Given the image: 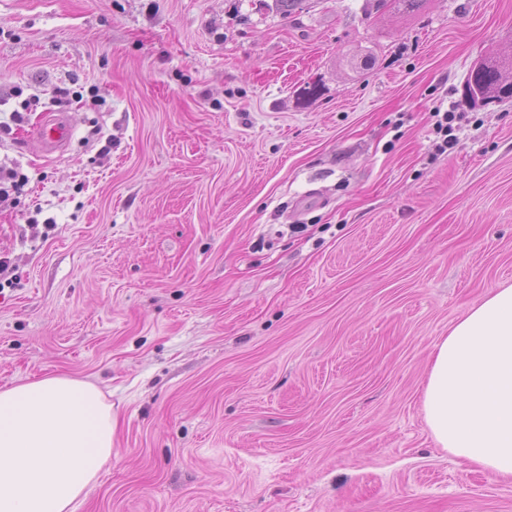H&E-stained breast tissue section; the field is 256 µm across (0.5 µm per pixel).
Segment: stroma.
<instances>
[{
    "instance_id": "stroma-1",
    "label": "stroma",
    "mask_w": 512,
    "mask_h": 512,
    "mask_svg": "<svg viewBox=\"0 0 512 512\" xmlns=\"http://www.w3.org/2000/svg\"><path fill=\"white\" fill-rule=\"evenodd\" d=\"M368 7L0 0V120L40 98L0 132L26 177L0 198V388L111 403L77 512H512L421 403L433 345L512 284V100L463 97L512 60V0ZM57 110L74 137L45 156ZM465 97L472 103L484 105L505 98H512V63L497 55H490L477 62L470 70ZM442 105L435 108L432 113V117L435 120V131L437 135H440V143L436 144L438 152L444 153L448 149H452L456 144L457 137L453 134L454 126L453 122L456 120L455 107L453 104H449V107L443 110ZM74 136L73 126L58 113L48 117L32 132V142L44 154H53L64 149Z\"/></svg>"
}]
</instances>
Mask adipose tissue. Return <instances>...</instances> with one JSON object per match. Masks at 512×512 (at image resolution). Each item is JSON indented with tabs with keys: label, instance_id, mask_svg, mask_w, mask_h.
Returning a JSON list of instances; mask_svg holds the SVG:
<instances>
[{
	"label": "adipose tissue",
	"instance_id": "1",
	"mask_svg": "<svg viewBox=\"0 0 512 512\" xmlns=\"http://www.w3.org/2000/svg\"><path fill=\"white\" fill-rule=\"evenodd\" d=\"M422 405L440 447L512 475V285L434 345ZM111 458L112 406L93 384L46 376L0 390V512H75Z\"/></svg>",
	"mask_w": 512,
	"mask_h": 512
}]
</instances>
